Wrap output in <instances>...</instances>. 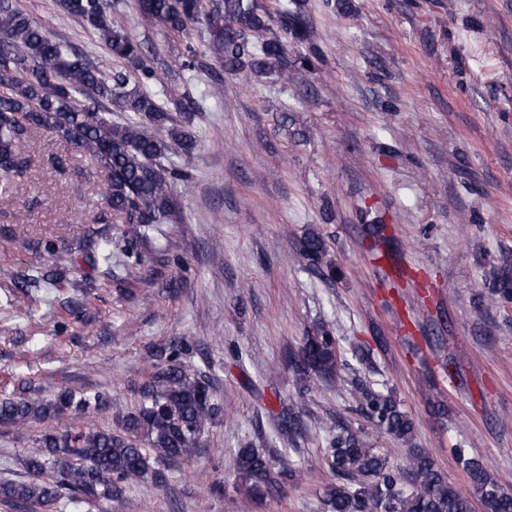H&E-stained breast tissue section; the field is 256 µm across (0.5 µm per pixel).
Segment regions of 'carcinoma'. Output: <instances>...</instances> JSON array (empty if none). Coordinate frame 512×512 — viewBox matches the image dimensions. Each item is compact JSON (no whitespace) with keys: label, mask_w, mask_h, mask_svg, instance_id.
<instances>
[{"label":"carcinoma","mask_w":512,"mask_h":512,"mask_svg":"<svg viewBox=\"0 0 512 512\" xmlns=\"http://www.w3.org/2000/svg\"><path fill=\"white\" fill-rule=\"evenodd\" d=\"M59 6L101 45L115 68L105 74L53 40L14 0H0V203L11 201L13 183L27 172L29 159L20 147L43 130L67 140L105 172L104 209L94 223L123 229L112 236L88 227L74 247L37 242L52 263L19 275L21 287L58 292L94 286L93 278L70 277L83 264L118 285L145 266L142 246L155 225L179 219L175 187L192 179L189 168L165 161L195 153L191 123L205 110L204 98L186 88L179 94L162 90V101L149 92L162 84V68L113 17L114 0H59ZM133 8L172 40L186 39L193 30L200 34V45L188 43L182 52L181 67L188 71L207 72L213 59L226 74L286 82L294 67L290 43L307 47L309 54L299 58L302 67H315L305 0L275 6L268 0H135ZM326 253L317 234L304 237L299 247V255L319 271L331 270L324 265ZM492 296L512 298L511 268L493 271ZM184 352L180 343L156 351L162 366L140 387L137 406L121 417L116 432L82 420L101 407L98 393L64 389L47 399L25 387L1 398L0 424L17 429L69 412L79 416L66 429H46L35 438L23 459L29 479H0V503L17 512H63L69 502L119 499L126 487L149 476L165 483L164 465L192 458L217 414L211 378L181 363ZM338 358L335 338L322 330L304 338L292 367L302 377L313 372L329 378ZM356 401L379 429L411 441L414 421L392 393L361 386ZM456 457L483 512H512V495L480 460L459 449ZM327 459L337 478L325 492L330 512H473L471 498L449 484L425 453H414L401 467L361 432L347 429L330 441ZM234 465L249 496L264 497L277 488L273 454L240 448Z\"/></svg>","instance_id":"cac0c4a2"}]
</instances>
